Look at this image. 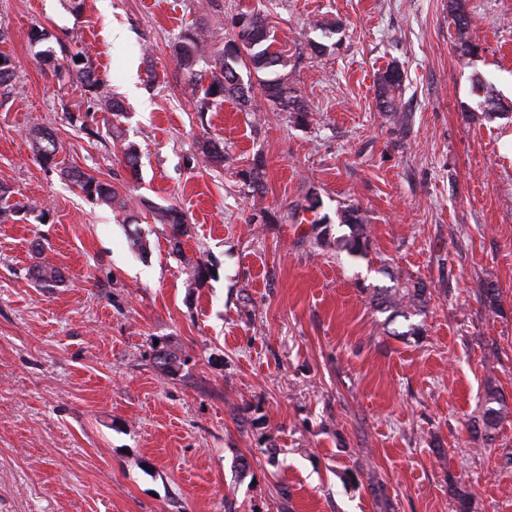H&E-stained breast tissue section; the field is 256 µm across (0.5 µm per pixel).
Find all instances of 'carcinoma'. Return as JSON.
<instances>
[{
    "mask_svg": "<svg viewBox=\"0 0 512 512\" xmlns=\"http://www.w3.org/2000/svg\"><path fill=\"white\" fill-rule=\"evenodd\" d=\"M451 14L454 20L458 49L464 54H473L477 49L472 35V22L455 0ZM233 34L231 38L219 40L211 29L201 24L186 29L172 46V53L190 80L200 91V111L207 112L215 102L227 98L235 101L239 108L246 110L251 106L253 86L243 84L238 76V67L246 71L266 72L270 77L259 83L264 97L281 112H292L300 119L310 112V107L290 86L287 74L288 59L279 50L272 49L274 37L266 24L265 16L259 13L241 12L232 17ZM82 61H77V58ZM210 67V81L203 83L197 79L196 67L200 64ZM57 76L63 80L75 81L81 85L90 100L101 108L121 116L122 105L106 90L97 77L88 53L80 50L71 55L66 68L57 69ZM404 71L398 66H389L382 73L376 89V107L382 118L394 125L403 127L408 124L409 116L400 111V100L404 88ZM474 89L481 94L483 109L490 119L501 118L495 90L492 84L482 78L474 79ZM32 150L36 157L46 163L54 162L58 153L55 134L46 127L37 126L34 130ZM61 175L73 183L88 199L99 205H105L123 215V223H138L141 210L132 207L131 199L121 194L111 183L94 177L76 168H63ZM142 206L154 212L160 223L170 228V236L175 243L188 235V223L184 213L174 207L156 208L147 202ZM339 224L348 227L349 233L336 238V251L356 258L366 253L370 238L367 234L366 218L356 206H347L340 210ZM389 279L390 284L372 289L371 304L374 310L385 315L384 328L392 336H418L423 330L418 319L425 318L430 301V293L422 280L405 278L400 273L387 268L380 270ZM32 278L47 288L64 281L60 268L50 264H36L31 270ZM508 405L504 396L491 388L487 391L481 409L480 420L484 435L492 438L507 413Z\"/></svg>",
    "mask_w": 512,
    "mask_h": 512,
    "instance_id": "cac0c4a2",
    "label": "carcinoma"
}]
</instances>
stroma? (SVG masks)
I'll list each match as a JSON object with an SVG mask.
<instances>
[{
    "label": "stroma",
    "mask_w": 512,
    "mask_h": 512,
    "mask_svg": "<svg viewBox=\"0 0 512 512\" xmlns=\"http://www.w3.org/2000/svg\"><path fill=\"white\" fill-rule=\"evenodd\" d=\"M461 2L472 55L448 0H0L15 65L0 190L23 207L0 223V512H512V417L489 438L477 423L486 386L512 407V0ZM254 9L305 120L258 91L244 112L196 108L173 43L199 23L230 36ZM80 49L124 118L58 82ZM391 63L407 75L403 129L375 107ZM478 76L506 118L479 108ZM37 123L59 139L57 167L32 153ZM208 139L223 163H200ZM62 166L177 206L188 236L174 245L150 213L123 223ZM349 204L368 219L358 259L331 245ZM39 262L64 282L37 285ZM386 262L429 288L421 335L382 332L369 291ZM452 10L451 14L454 20L455 33H456V44L458 49L464 54H473L477 49L472 35L471 26L472 22L469 16L459 7L458 1H451Z\"/></svg>",
    "instance_id": "stroma-1"
}]
</instances>
